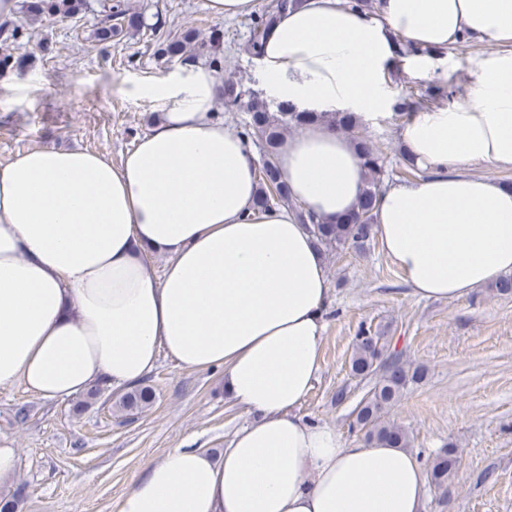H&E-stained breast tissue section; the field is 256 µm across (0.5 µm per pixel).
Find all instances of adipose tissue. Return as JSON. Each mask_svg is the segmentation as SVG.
<instances>
[{"instance_id": "adipose-tissue-1", "label": "adipose tissue", "mask_w": 512, "mask_h": 512, "mask_svg": "<svg viewBox=\"0 0 512 512\" xmlns=\"http://www.w3.org/2000/svg\"><path fill=\"white\" fill-rule=\"evenodd\" d=\"M459 35L496 51L469 101L406 118L424 175L386 187L376 209L383 251L422 299L512 273V186L469 170L512 168V0H378L372 15L304 0L259 57L281 103L369 121L389 104L378 75L397 42L420 48L425 69ZM223 91L189 60L143 87L162 112L120 164L50 146L0 163V387L45 400L130 388L163 354L223 368L225 398L253 422L222 455L173 449L118 512H422L426 471L409 449L348 445L297 413L321 367L327 268L293 210L256 208V154L216 115ZM278 163L307 211H355L364 172L336 129L306 127ZM155 254L168 258L160 276Z\"/></svg>"}]
</instances>
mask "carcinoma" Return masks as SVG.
Segmentation results:
<instances>
[{"mask_svg":"<svg viewBox=\"0 0 512 512\" xmlns=\"http://www.w3.org/2000/svg\"><path fill=\"white\" fill-rule=\"evenodd\" d=\"M303 0H273L250 18L245 50L256 57L272 30L278 15L295 9ZM87 8L86 0H28L25 9L36 20L51 24L82 14ZM143 26L140 15L130 12L125 0H110L108 10L100 20L98 40L105 44L125 30H138ZM184 41L171 38L161 44L157 53L173 58L184 54ZM443 86H434L424 91L412 89L402 93L394 105V111L405 116L419 110L438 106L450 98ZM224 104L227 107L243 108L246 118L238 134L250 143L259 146L260 160L257 168L259 182L257 203L260 207H295L288 184L277 161L284 132L302 128L313 123L327 124L344 132L353 142L357 157L364 170L365 183L357 211L345 219L321 222L310 213L297 208L300 223L309 225V231L324 251H362L374 236V220L377 201L382 193L381 184L385 169L381 152L361 131V123L347 112H312L299 110L293 105L279 104L271 111L269 103L257 93H247L240 83L224 82ZM350 372L362 380L375 378L372 387L355 408L354 424L368 444L394 448L410 447L408 432L388 418L409 386L422 382L425 371L421 366L404 363L388 354V337L381 331L359 326L350 358ZM106 391L102 384L87 390L74 410L81 412L95 403ZM155 401L152 386L141 383L123 393L115 402L118 411L134 414L143 411ZM459 461L455 448L439 449L428 464L427 481L437 489L448 487V480ZM25 487L19 484L14 490L0 496V512H19Z\"/></svg>","mask_w":512,"mask_h":512,"instance_id":"cac0c4a2","label":"carcinoma"}]
</instances>
